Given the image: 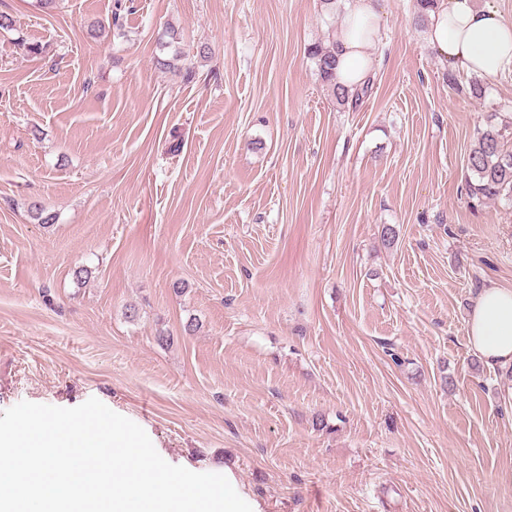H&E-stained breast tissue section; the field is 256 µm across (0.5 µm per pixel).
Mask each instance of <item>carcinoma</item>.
<instances>
[{
	"label": "carcinoma",
	"instance_id": "1",
	"mask_svg": "<svg viewBox=\"0 0 512 512\" xmlns=\"http://www.w3.org/2000/svg\"><path fill=\"white\" fill-rule=\"evenodd\" d=\"M335 35L336 27L332 25L326 42L310 45L307 55L328 95L338 105L354 111L362 104L372 84L368 82L351 92L336 80V55L331 46ZM511 135L506 123L489 122L477 132L475 145L468 156L472 176L466 179V188L470 201L482 203L503 196L512 197V148L508 146Z\"/></svg>",
	"mask_w": 512,
	"mask_h": 512
}]
</instances>
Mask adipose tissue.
<instances>
[{
	"instance_id": "ef3b65f1",
	"label": "adipose tissue",
	"mask_w": 512,
	"mask_h": 512,
	"mask_svg": "<svg viewBox=\"0 0 512 512\" xmlns=\"http://www.w3.org/2000/svg\"><path fill=\"white\" fill-rule=\"evenodd\" d=\"M336 28V74L349 91L360 89L377 64L381 39L377 0H345ZM432 48L451 71L493 83L512 69V23L492 0H437L428 13ZM467 347L486 365L512 373V289L481 288L468 313Z\"/></svg>"
}]
</instances>
